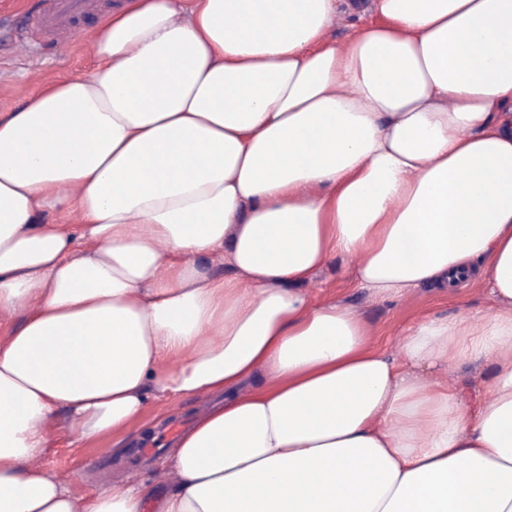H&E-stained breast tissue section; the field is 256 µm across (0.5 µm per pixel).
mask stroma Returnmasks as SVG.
I'll return each instance as SVG.
<instances>
[{"mask_svg":"<svg viewBox=\"0 0 512 512\" xmlns=\"http://www.w3.org/2000/svg\"><path fill=\"white\" fill-rule=\"evenodd\" d=\"M32 2L0 0V113L14 110L44 84L89 72L95 64V35L124 0H99V11L76 21L75 37L37 43L23 50L17 39ZM307 291L313 301L333 300L358 308L372 345L392 356L398 353L404 331L423 315L453 317L491 310L488 292L475 278L461 283L451 295L419 288L400 299H370L356 287L348 261L341 258L331 261ZM223 400L220 394L154 400L143 417L122 434L77 445L71 444L64 428H57L56 438L39 464L82 499L94 497L115 482L166 489L173 479L165 474L162 460L168 449L157 445L158 434L176 439L206 409Z\"/></svg>","mask_w":512,"mask_h":512,"instance_id":"1","label":"stroma"}]
</instances>
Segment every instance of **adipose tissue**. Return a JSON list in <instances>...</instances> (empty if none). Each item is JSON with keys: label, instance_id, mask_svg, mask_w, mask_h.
Listing matches in <instances>:
<instances>
[{"label": "adipose tissue", "instance_id": "adipose-tissue-1", "mask_svg": "<svg viewBox=\"0 0 512 512\" xmlns=\"http://www.w3.org/2000/svg\"><path fill=\"white\" fill-rule=\"evenodd\" d=\"M356 9L128 0L92 71L0 113V512H143L36 467L55 423L220 391L159 512H512V0H372L325 41ZM337 257L380 300L475 277L494 308L418 319L395 360L310 303ZM466 362L493 372L472 408ZM373 19V16L365 15L360 19L348 20L345 21L335 20L331 23L327 30L326 37L330 40H336V42L344 43L349 36L353 33L354 29L358 26L364 24L367 21ZM353 24V26H352ZM448 378L458 384L461 394L470 405L477 403L484 396V388L474 377L470 367H457L448 371Z\"/></svg>", "mask_w": 512, "mask_h": 512}]
</instances>
